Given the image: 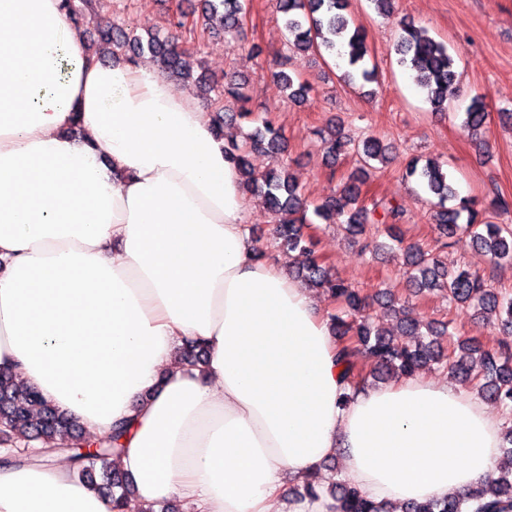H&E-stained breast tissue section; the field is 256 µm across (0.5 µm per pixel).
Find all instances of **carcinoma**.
Listing matches in <instances>:
<instances>
[{
	"instance_id": "obj_1",
	"label": "carcinoma",
	"mask_w": 512,
	"mask_h": 512,
	"mask_svg": "<svg viewBox=\"0 0 512 512\" xmlns=\"http://www.w3.org/2000/svg\"><path fill=\"white\" fill-rule=\"evenodd\" d=\"M74 20L81 26H95L97 50L111 56H121L135 63L145 54L172 80H188L182 57L188 48H181L169 31L158 30L147 36L127 32L116 23L99 20L103 8L101 0H64ZM249 0H201L200 7L187 14L179 12L169 20V27L186 35V43L193 49L201 48L205 37L214 32L213 21L219 20L222 30L237 31L243 26ZM276 12L282 15L284 27L291 37L290 46L301 52L319 51L344 60L343 79L349 84L374 83L376 67L368 65L366 37L361 27L353 24L349 0H276ZM395 44L397 63L415 73L416 85L434 112L448 110V87L458 81L456 62L448 47L428 36L414 22L402 18ZM286 63L275 72L288 91V98L297 99L308 94L310 86L295 81L285 71ZM206 104L216 112L215 130L224 135V125L246 119L251 110L244 107L249 97L242 91V84L229 82L221 87L211 83L205 75L196 79ZM230 96L243 103L237 112L224 111L223 99ZM486 95L474 96L465 111L462 127L473 137L485 133L488 120ZM326 153L339 157L355 151L362 160V168L340 180L333 196L322 204L311 202L292 180L288 162L262 172H255L249 164L253 149L266 147L279 150V131L270 123L245 134L241 144L225 147L234 167L242 178L243 190L263 195L267 208L279 217L275 228L274 247L288 252L299 251L308 255L306 266L295 275L312 288H322L339 300L342 308L327 313L329 325L336 337V360L342 366L347 384L355 389L365 383V376L358 368V359L367 358L376 365L374 376L384 375L395 379L415 376L424 366L435 364L456 379L469 384V388L483 400L498 403L503 412V441L501 455L490 476L482 478L472 489L445 500L413 502L402 507L401 512H512V349L492 350L483 347L473 336H456L446 322L427 321L423 316L403 304L390 289L368 301L360 296L345 280L336 277L332 270L319 264L315 255L313 237L303 232L312 223L309 214L331 224L343 219L347 232L361 236L373 229L370 242L375 243L379 230L399 240V226L404 212L393 202L371 194L366 189L368 170L373 162L386 161L391 145L367 136L356 140L342 135L341 128L330 125L316 131ZM406 176L414 179L434 198V220L442 246L459 236L470 238L473 246L481 250L493 265L512 262V226L497 224L475 207V202L460 197L453 181L438 163L413 158L405 169ZM407 284L415 292L438 290L448 297V302L474 309L481 319L495 316L497 326L505 333H512V296L503 294L488 285L476 271L464 267H450L441 257L423 250L418 245L404 249ZM400 315L398 330L392 332L386 324L391 313ZM448 337V346L440 342ZM180 358L189 366L205 360L202 346L192 341L187 344ZM126 422L114 425L112 434L99 441L94 454L84 456L56 440L64 435L81 445L92 446L94 440L85 435L83 427L50 405L41 393L14 377L0 373V447L5 458L15 457L17 443H38L47 452H66L79 478L100 482L113 496L114 508L122 512L135 495L131 477L115 465L123 452L121 440L126 435ZM336 501V512H387L386 507L365 498L355 487L343 481H333L328 488Z\"/></svg>"
}]
</instances>
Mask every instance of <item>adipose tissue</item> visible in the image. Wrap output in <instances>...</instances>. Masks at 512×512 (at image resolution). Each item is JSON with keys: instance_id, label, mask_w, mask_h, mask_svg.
I'll return each instance as SVG.
<instances>
[{"instance_id": "obj_1", "label": "adipose tissue", "mask_w": 512, "mask_h": 512, "mask_svg": "<svg viewBox=\"0 0 512 512\" xmlns=\"http://www.w3.org/2000/svg\"><path fill=\"white\" fill-rule=\"evenodd\" d=\"M213 119L148 63L94 60L63 0H0V371L91 434L132 419L144 506L335 512L289 490L335 455L376 502L472 488L494 415L445 380L346 391L315 300L255 257ZM0 512L113 510L58 460L0 464Z\"/></svg>"}]
</instances>
